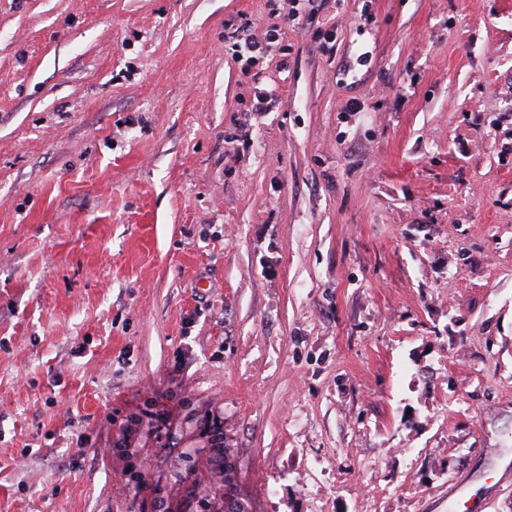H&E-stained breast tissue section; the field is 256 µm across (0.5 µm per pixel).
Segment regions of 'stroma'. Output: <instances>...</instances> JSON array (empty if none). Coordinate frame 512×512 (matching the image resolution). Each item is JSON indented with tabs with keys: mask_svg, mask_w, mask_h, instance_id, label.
<instances>
[{
	"mask_svg": "<svg viewBox=\"0 0 512 512\" xmlns=\"http://www.w3.org/2000/svg\"><path fill=\"white\" fill-rule=\"evenodd\" d=\"M299 8L0 0V512H512V0ZM248 29L238 30L236 29L230 38L235 39L233 42V47L239 48V50H234V53H238V56L249 55V58H254L253 54H272L276 51L278 45V29L273 28L267 33L263 40H259L252 36V34L245 33Z\"/></svg>",
	"mask_w": 512,
	"mask_h": 512,
	"instance_id": "obj_1",
	"label": "stroma"
}]
</instances>
